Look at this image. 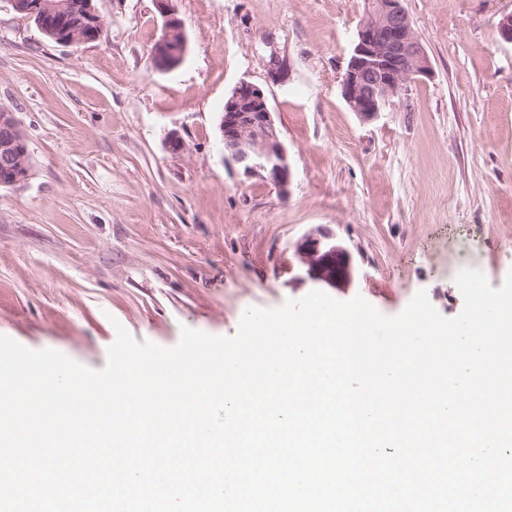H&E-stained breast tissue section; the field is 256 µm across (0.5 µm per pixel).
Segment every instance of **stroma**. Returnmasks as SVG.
Returning a JSON list of instances; mask_svg holds the SVG:
<instances>
[{"label":"stroma","instance_id":"1","mask_svg":"<svg viewBox=\"0 0 512 512\" xmlns=\"http://www.w3.org/2000/svg\"><path fill=\"white\" fill-rule=\"evenodd\" d=\"M93 4L103 37L64 46L0 0V104L31 161L0 187V335L94 370L119 324L163 347L185 326L231 336L245 309L314 290L295 248L321 228L354 261L329 295L390 317L421 290L456 317L461 269L512 273V0H404L431 74L370 121L341 95L364 0H174L187 51L166 72L154 0ZM243 80L268 98L289 196L224 153Z\"/></svg>","mask_w":512,"mask_h":512}]
</instances>
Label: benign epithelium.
<instances>
[{"instance_id":"1","label":"benign epithelium","mask_w":512,"mask_h":512,"mask_svg":"<svg viewBox=\"0 0 512 512\" xmlns=\"http://www.w3.org/2000/svg\"><path fill=\"white\" fill-rule=\"evenodd\" d=\"M13 10L37 19L40 29L60 44L91 41L97 13L88 6L82 25L63 23L61 4L55 0H10ZM163 19L162 33L154 43L157 68L171 70L183 59L187 40L173 0H155ZM431 72L429 58L415 35L403 0H365V19L357 28L341 81V94L349 109L362 119L377 117L390 97L412 79ZM220 130L224 152L250 176L270 181L288 193L291 168L280 140L265 92L240 81L224 101ZM26 134L10 110L0 112V186H12L29 175ZM296 253L313 281L328 286L349 281L353 275L350 251L336 243L327 230L306 236Z\"/></svg>"}]
</instances>
